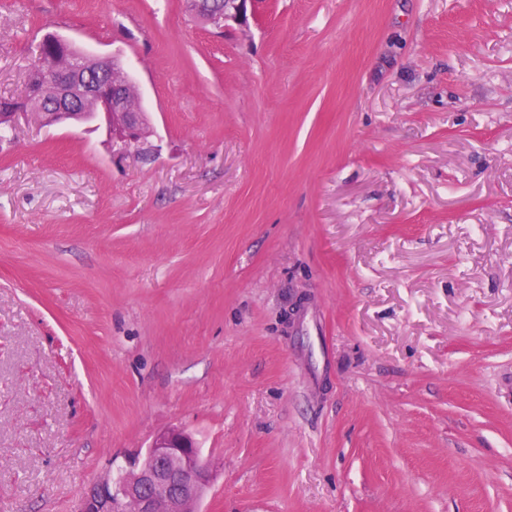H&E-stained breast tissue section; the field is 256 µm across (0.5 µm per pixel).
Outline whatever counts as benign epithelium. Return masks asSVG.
<instances>
[{
	"label": "benign epithelium",
	"mask_w": 512,
	"mask_h": 512,
	"mask_svg": "<svg viewBox=\"0 0 512 512\" xmlns=\"http://www.w3.org/2000/svg\"><path fill=\"white\" fill-rule=\"evenodd\" d=\"M259 2L187 0L201 22L216 28L246 12L247 4ZM41 48L50 67L38 64L32 79L42 82L48 99L29 106L1 101V130L31 115L46 127L103 125L115 154L144 141L148 115L134 83L118 75L122 64L117 57H88L77 52L73 39L56 33L45 35ZM214 477L192 437L169 429L155 436L142 457L127 462L125 477L115 480L108 474L90 485L79 512H199L203 489Z\"/></svg>",
	"instance_id": "1"
}]
</instances>
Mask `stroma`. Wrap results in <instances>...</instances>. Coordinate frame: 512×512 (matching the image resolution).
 Masks as SVG:
<instances>
[{
    "label": "stroma",
    "mask_w": 512,
    "mask_h": 512,
    "mask_svg": "<svg viewBox=\"0 0 512 512\" xmlns=\"http://www.w3.org/2000/svg\"><path fill=\"white\" fill-rule=\"evenodd\" d=\"M150 115L0 139V512L192 436L200 512H512V0H0ZM216 1L218 4H216ZM263 0H188L189 10L204 24L223 28L226 21L246 12L247 3Z\"/></svg>",
    "instance_id": "35a3bbf8"
}]
</instances>
